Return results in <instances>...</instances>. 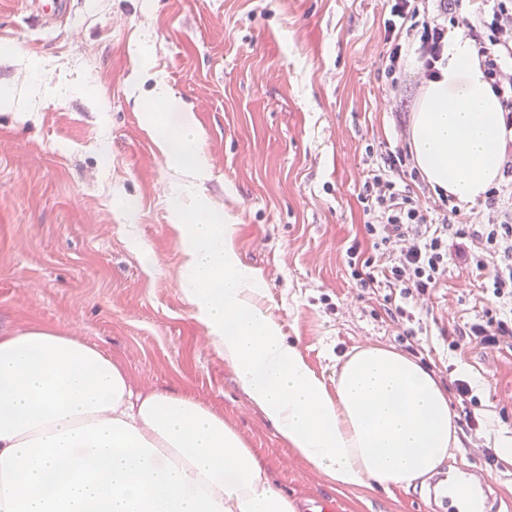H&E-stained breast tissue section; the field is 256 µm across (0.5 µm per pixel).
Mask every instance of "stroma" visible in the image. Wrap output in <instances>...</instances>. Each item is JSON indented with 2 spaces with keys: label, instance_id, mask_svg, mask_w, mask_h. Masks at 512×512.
<instances>
[{
  "label": "stroma",
  "instance_id": "stroma-1",
  "mask_svg": "<svg viewBox=\"0 0 512 512\" xmlns=\"http://www.w3.org/2000/svg\"><path fill=\"white\" fill-rule=\"evenodd\" d=\"M386 0H71L41 24L31 0H0V331L50 326L119 360L139 388L178 391L223 415L275 485L337 512H447L425 485L332 484L252 405L186 301L174 226L182 178L143 121L177 127L156 103L171 86L195 117L209 176L200 189L238 231L261 305L326 385L348 353L382 346L441 385L469 381L470 429L443 471L486 480L512 512V462L485 449L512 438V350L453 351L442 330L480 321L493 299L456 254L399 341L345 251L362 235V160L401 140L379 56ZM153 251L154 267L142 255Z\"/></svg>",
  "mask_w": 512,
  "mask_h": 512
}]
</instances>
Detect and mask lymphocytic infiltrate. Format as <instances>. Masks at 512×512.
Segmentation results:
<instances>
[{
	"mask_svg": "<svg viewBox=\"0 0 512 512\" xmlns=\"http://www.w3.org/2000/svg\"><path fill=\"white\" fill-rule=\"evenodd\" d=\"M386 50L381 68L389 101L400 100L408 81L436 79L450 36L473 47L484 77L498 96L505 125L512 129V0H388L383 21ZM415 71H408V60ZM359 201L368 220L364 237L346 250L352 278L382 295L383 309L414 337L415 308L426 301L448 271L457 250L497 301L478 324L452 327L450 349L476 341L512 348V202L503 191H486L485 210L463 211L452 196L420 197L413 186L420 171L405 148L387 157H366Z\"/></svg>",
	"mask_w": 512,
	"mask_h": 512,
	"instance_id": "1",
	"label": "lymphocytic infiltrate"
}]
</instances>
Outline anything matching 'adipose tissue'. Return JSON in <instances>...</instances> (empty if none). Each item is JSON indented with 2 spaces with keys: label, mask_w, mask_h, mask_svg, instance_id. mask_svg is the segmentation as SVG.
<instances>
[{
  "label": "adipose tissue",
  "mask_w": 512,
  "mask_h": 512,
  "mask_svg": "<svg viewBox=\"0 0 512 512\" xmlns=\"http://www.w3.org/2000/svg\"><path fill=\"white\" fill-rule=\"evenodd\" d=\"M421 101L409 149L431 187L475 201L500 178L508 132L468 41ZM182 113L150 120L155 145L193 189L207 164ZM195 319L250 402L336 486L407 488L457 443L432 372L383 347L354 351L327 387L257 303L233 248L237 225L200 195L175 226ZM0 512H299L223 416L192 397L137 388L97 346L53 327L0 336Z\"/></svg>",
  "instance_id": "1"
}]
</instances>
